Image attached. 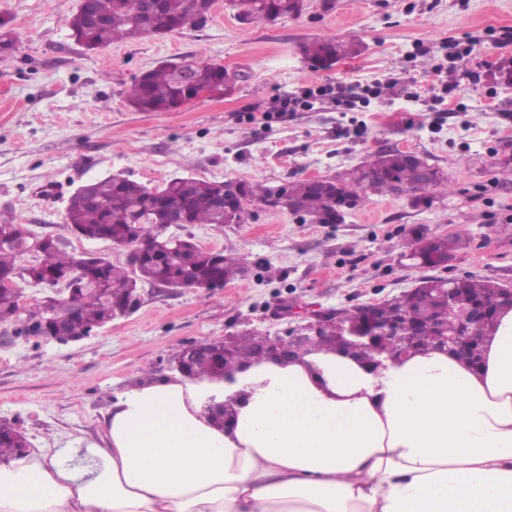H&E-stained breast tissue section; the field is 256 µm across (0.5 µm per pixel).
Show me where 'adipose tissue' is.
Returning a JSON list of instances; mask_svg holds the SVG:
<instances>
[{
  "label": "adipose tissue",
  "instance_id": "ef3b65f1",
  "mask_svg": "<svg viewBox=\"0 0 512 512\" xmlns=\"http://www.w3.org/2000/svg\"><path fill=\"white\" fill-rule=\"evenodd\" d=\"M236 399L232 425L204 414ZM0 463V512H512V311L479 369L314 349L117 396L103 443Z\"/></svg>",
  "mask_w": 512,
  "mask_h": 512
}]
</instances>
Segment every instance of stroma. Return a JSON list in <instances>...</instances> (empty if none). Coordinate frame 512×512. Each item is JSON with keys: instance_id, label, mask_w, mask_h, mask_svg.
Returning a JSON list of instances; mask_svg holds the SVG:
<instances>
[{"instance_id": "obj_1", "label": "stroma", "mask_w": 512, "mask_h": 512, "mask_svg": "<svg viewBox=\"0 0 512 512\" xmlns=\"http://www.w3.org/2000/svg\"><path fill=\"white\" fill-rule=\"evenodd\" d=\"M307 0L296 19L244 24L233 0L206 23L89 51L69 36L79 0H0L19 52L0 54V224L65 238L70 250L125 262L123 250L80 239L64 217L80 185L120 174L153 187L175 177L278 185L334 176L397 148L426 155L448 176L428 206L374 195L338 224L252 206L245 223L169 227L203 248L243 257L244 277L208 291L140 289L129 315L78 341L15 335L0 324V423L35 448L101 442L115 397L172 372L182 347L243 329L272 336L285 309L353 308L415 287L427 269L402 255L412 234L461 239L440 276L512 284V0ZM311 38L361 41L328 70L300 52ZM217 61L234 93L176 112H139L133 78L159 62ZM374 86L353 109L327 99L294 112L280 98L326 84ZM450 87L445 100L433 90ZM56 192L45 195L47 187Z\"/></svg>"}]
</instances>
